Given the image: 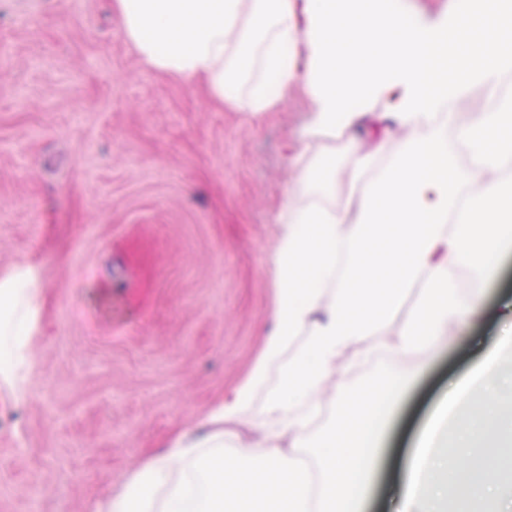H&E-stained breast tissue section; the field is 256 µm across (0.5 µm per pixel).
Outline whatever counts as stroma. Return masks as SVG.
I'll use <instances>...</instances> for the list:
<instances>
[{"label":"stroma","mask_w":512,"mask_h":512,"mask_svg":"<svg viewBox=\"0 0 512 512\" xmlns=\"http://www.w3.org/2000/svg\"><path fill=\"white\" fill-rule=\"evenodd\" d=\"M411 23L454 0H395ZM251 115L146 70L111 0H0V275L42 283L35 365L0 388V512H90L249 373L269 332L270 255L313 102ZM512 258L483 316L424 360L389 445L407 447L475 345L494 347ZM361 360L345 392L401 373Z\"/></svg>","instance_id":"stroma-1"}]
</instances>
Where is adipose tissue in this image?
Segmentation results:
<instances>
[{"instance_id": "ef3b65f1", "label": "adipose tissue", "mask_w": 512, "mask_h": 512, "mask_svg": "<svg viewBox=\"0 0 512 512\" xmlns=\"http://www.w3.org/2000/svg\"><path fill=\"white\" fill-rule=\"evenodd\" d=\"M127 43L147 70L253 115L303 84L314 102L308 143L351 135L354 103L382 101L389 143L334 158L297 157L271 256L276 286L262 356L230 398L205 417L200 437L182 433L145 459L122 491L92 512H366L387 450L383 439L421 369L342 396L338 374L360 343L401 355L432 354L469 328L483 286L512 256V0H455L441 25L409 23L391 0H112ZM305 47L304 63L283 48ZM480 83L489 104L449 130L450 108ZM470 158L462 165L453 144ZM371 181L363 175L369 168ZM362 185L336 192L337 178ZM480 287L462 286L458 270ZM418 288L412 309L408 290ZM41 283L26 264L0 276V385L20 386L34 358ZM512 339L478 352L437 403L395 490L392 512H512ZM279 380L268 386L271 367ZM261 418L224 454V426L241 423L258 391ZM337 401L332 437L304 453L284 448L309 414ZM209 454L177 468L193 449Z\"/></svg>"}]
</instances>
